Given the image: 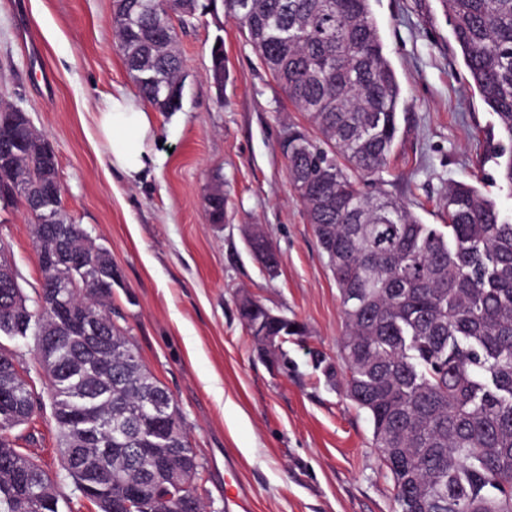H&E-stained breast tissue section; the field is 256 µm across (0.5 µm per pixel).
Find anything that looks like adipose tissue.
Segmentation results:
<instances>
[{
    "label": "adipose tissue",
    "instance_id": "ef3b65f1",
    "mask_svg": "<svg viewBox=\"0 0 512 512\" xmlns=\"http://www.w3.org/2000/svg\"><path fill=\"white\" fill-rule=\"evenodd\" d=\"M152 129L149 112L127 97L109 98L100 114L99 133L109 147L112 166L132 179L141 175L153 161L144 147Z\"/></svg>",
    "mask_w": 512,
    "mask_h": 512
}]
</instances>
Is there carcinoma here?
<instances>
[{
    "mask_svg": "<svg viewBox=\"0 0 512 512\" xmlns=\"http://www.w3.org/2000/svg\"><path fill=\"white\" fill-rule=\"evenodd\" d=\"M222 3L257 57L312 130L288 126L281 141L288 177L306 209L316 242L339 291L343 395L369 414L373 445L393 482L396 512H512V218L477 187L456 182L444 209L448 224H426L377 182L394 150L402 90L371 0H114L115 43L139 95L159 112L182 107L184 61L174 49L172 17L189 25ZM451 21L466 82L498 119L509 145L491 143L490 159L512 190V0H441ZM26 114L0 104V203L21 200L34 216L41 271L35 297L20 284L0 288V335L32 336L56 316L53 280L66 271L46 259L54 230L68 224L82 252L80 271L62 297L98 321L112 352L95 360L99 387L111 392L97 416L126 430L84 438L73 420L86 391L65 371L84 352L63 336L55 364L40 360L59 432L62 470L94 512H206L194 481L200 463L175 400L157 440L138 417L149 391L171 393L144 366L125 329L112 318L116 276L99 269L95 243L68 221L56 155L29 128ZM51 197L54 219L38 208ZM212 222L224 220L226 194L205 197ZM262 266L277 252L253 226ZM239 315L262 352L269 333L303 336L300 322L256 299ZM15 392L0 399V512H60L57 477L8 436L43 403L0 346V381ZM134 486L146 491L130 500ZM47 492L38 502L29 489Z\"/></svg>",
    "mask_w": 512,
    "mask_h": 512,
    "instance_id": "cac0c4a2",
    "label": "carcinoma"
}]
</instances>
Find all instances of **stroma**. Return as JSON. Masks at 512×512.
Masks as SVG:
<instances>
[{"label": "stroma", "instance_id": "35a3bbf8", "mask_svg": "<svg viewBox=\"0 0 512 512\" xmlns=\"http://www.w3.org/2000/svg\"><path fill=\"white\" fill-rule=\"evenodd\" d=\"M402 89L398 145L383 189L424 223L446 221L450 184L467 182L512 216V192L492 183L486 155L497 117L464 80L440 0H371ZM113 0H0V101L27 112L58 160L62 204L112 255L121 275L112 309L147 369L169 390L201 463L195 481L208 512H232L234 488L250 512H394L393 483L373 448L368 414L328 381L317 356L339 364L342 308L280 141L307 120L284 97L224 12L179 28L183 107L153 112L147 141L160 160L135 181L112 168L97 130L108 95L137 96L115 44ZM224 42V76L211 48ZM223 180L228 206L211 223L203 199ZM34 219L0 207V245L33 294L41 272ZM261 227L279 255L268 274L244 239ZM247 292L303 322L287 366L261 356L237 298ZM25 452L58 478L61 512H87L61 474L57 428L43 409Z\"/></svg>", "mask_w": 512, "mask_h": 512}]
</instances>
